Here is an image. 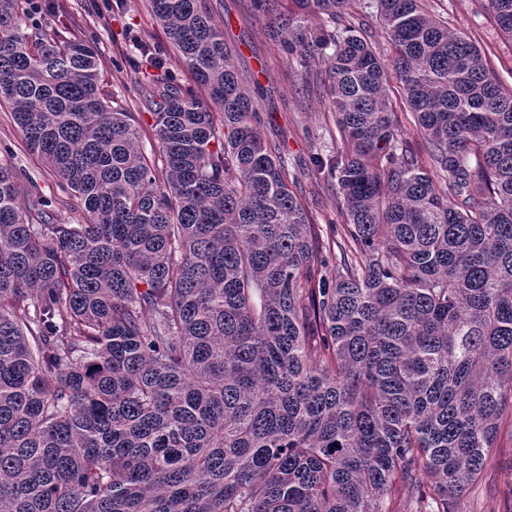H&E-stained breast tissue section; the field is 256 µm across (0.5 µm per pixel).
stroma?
<instances>
[{"instance_id": "35a3bbf8", "label": "stroma", "mask_w": 512, "mask_h": 512, "mask_svg": "<svg viewBox=\"0 0 512 512\" xmlns=\"http://www.w3.org/2000/svg\"><path fill=\"white\" fill-rule=\"evenodd\" d=\"M71 6L70 30L97 43L105 62V78L112 92L134 112L144 148L154 146L153 118L133 90L136 50L133 39L154 46L177 70L182 81L190 75L181 70L162 28L147 8L146 0H120L103 15L88 10L89 0H67ZM214 24L235 55L236 68L245 82H260L265 94L260 100L262 129L269 141L284 145L289 186L306 208L323 242L329 243L323 275H332L344 242L345 215L336 202V185L319 173L317 156L336 154L343 147L336 115L324 94L316 71L300 66L272 36L267 20L252 0H207ZM367 0H349L341 25H351L367 35L382 59H389L391 46ZM432 14L444 19L450 30L477 45L504 89H512V39L503 35L485 13L480 0H426ZM8 161L19 174L22 195L31 189L53 202L55 222L78 220L66 206V193L45 166L41 156L28 148L6 106H0V161ZM464 512H512V427L502 426L483 480L463 501Z\"/></svg>"}]
</instances>
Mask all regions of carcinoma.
I'll return each mask as SVG.
<instances>
[{"label": "carcinoma", "mask_w": 512, "mask_h": 512, "mask_svg": "<svg viewBox=\"0 0 512 512\" xmlns=\"http://www.w3.org/2000/svg\"><path fill=\"white\" fill-rule=\"evenodd\" d=\"M253 0L324 69L348 252L325 246L204 0H148L185 84L136 43L158 152L93 43L0 0V101L82 224L0 162V512H463L512 416V92L425 0ZM512 38V0H487ZM428 143L402 137L391 80ZM367 0H349L348 8L342 15L340 21L336 22V28L342 29L345 25H352L357 30L368 35L376 51L384 61H388L391 56V46L388 43L379 21L376 18L373 9L365 8Z\"/></svg>", "instance_id": "cac0c4a2"}]
</instances>
